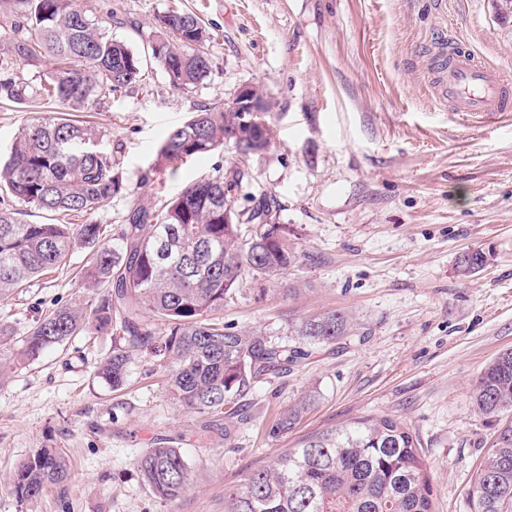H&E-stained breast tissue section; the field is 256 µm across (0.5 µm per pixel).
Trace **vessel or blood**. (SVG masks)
I'll return each instance as SVG.
<instances>
[{"label": "vessel or blood", "mask_w": 512, "mask_h": 512, "mask_svg": "<svg viewBox=\"0 0 512 512\" xmlns=\"http://www.w3.org/2000/svg\"><path fill=\"white\" fill-rule=\"evenodd\" d=\"M506 75L478 64L465 49L457 45L448 63V98L453 111L473 116L498 115L508 111L503 96Z\"/></svg>", "instance_id": "b4317fda"}]
</instances>
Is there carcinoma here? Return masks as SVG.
<instances>
[{
  "mask_svg": "<svg viewBox=\"0 0 512 512\" xmlns=\"http://www.w3.org/2000/svg\"><path fill=\"white\" fill-rule=\"evenodd\" d=\"M164 34L149 42L152 59L170 86L188 93L211 73L205 50L211 39L198 18L177 9L159 18ZM22 61L49 67L29 81ZM142 57L102 28L88 0H15V18L0 32V101H46L55 111L28 116L0 164V191L34 209L79 214L83 224H32L16 209L0 208V297L31 287L40 275L67 264L72 247L86 250L83 279L100 288L89 307H60L36 321L23 337V356L35 360L94 326L112 329V353L100 367L112 387L128 381L132 356L145 353L168 370V390L187 410L232 418L258 379L288 369L305 347L336 343L347 335L341 311L293 326L298 346L263 334L233 331L218 313L240 292L243 278L285 274L301 259L288 244V226L271 224L273 195L257 202L250 223L234 209L242 171L184 187L157 210L130 208L120 232L103 239L93 216L130 193L104 156L76 149L83 139H103L71 118L139 81ZM235 113L202 105L169 130L157 150L159 168L224 148V129ZM230 223H224V210ZM480 251L461 255L460 277L481 271ZM477 411L495 426L491 448L470 492V512H512V349L499 353L472 389ZM301 401L274 419L283 435L301 421ZM144 482L162 500L180 498L191 483L180 449L161 439L136 461ZM61 454L44 448L22 462L14 492L33 500L46 486L67 480ZM224 512H435L431 477L418 437L403 421L364 416L304 435L273 463L257 467L224 490Z\"/></svg>",
  "mask_w": 512,
  "mask_h": 512,
  "instance_id": "1",
  "label": "carcinoma"
}]
</instances>
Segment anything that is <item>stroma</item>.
I'll return each instance as SVG.
<instances>
[{"instance_id": "35a3bbf8", "label": "stroma", "mask_w": 512, "mask_h": 512, "mask_svg": "<svg viewBox=\"0 0 512 512\" xmlns=\"http://www.w3.org/2000/svg\"><path fill=\"white\" fill-rule=\"evenodd\" d=\"M498 2L89 0L109 33L144 56L140 82L81 115L111 144L131 191L97 223L115 233L131 199L156 209L241 164L236 213L275 195L271 221L287 225L303 262L272 280L246 278L224 305L225 324L287 342L290 325L339 310L352 329L265 376L241 421L178 405L165 369L143 354L115 390L99 375L110 329H87L35 360L21 355V336L41 316L95 297L77 276L86 251L75 246L69 267L0 300V323L14 331L0 346V512H224L225 486L300 435L362 416L405 422L422 444L436 512H469L493 435L472 386L512 348V112L459 115L436 76L454 41L512 74V17ZM175 7L213 35L211 73L189 93L147 55L159 17ZM245 86L268 109L265 152L241 163L228 145L155 169L171 127ZM474 250L487 265L458 277V257ZM305 399L296 430L270 434L274 418ZM158 438L180 448L192 471L174 501L158 498L136 467ZM43 448L63 453L70 476L20 500L15 471Z\"/></svg>"}]
</instances>
